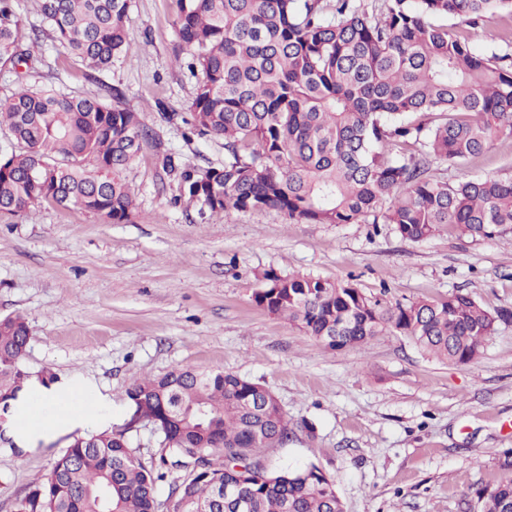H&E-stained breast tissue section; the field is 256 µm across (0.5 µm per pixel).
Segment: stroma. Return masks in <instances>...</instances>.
<instances>
[{"label":"stroma","instance_id":"stroma-1","mask_svg":"<svg viewBox=\"0 0 512 512\" xmlns=\"http://www.w3.org/2000/svg\"><path fill=\"white\" fill-rule=\"evenodd\" d=\"M174 10V0H130L136 48L99 73L143 111L155 138L126 173L144 221L113 224L46 202L0 218V318L28 324L25 369L51 371L58 389L96 405L70 428L37 433L27 413L44 390L26 393L23 416L9 421L12 444L0 442V512H15L74 436L112 430L144 466L156 464L159 436L134 420L125 390L183 367L270 389L289 437L264 450L262 465H318L344 512H479L478 490L512 472V323L476 360L441 363L398 334L330 350L253 295L274 269L349 282L393 303L459 290L487 310H512V238L446 227L413 242L390 224H308L271 210L200 217L177 200L175 179H158L161 150L202 167L224 162L222 141L183 135L195 80L173 62ZM41 44L44 63L30 83L93 90L80 62ZM436 169L451 179L510 178L512 138Z\"/></svg>","mask_w":512,"mask_h":512}]
</instances>
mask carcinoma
I'll return each mask as SVG.
<instances>
[{
    "label": "carcinoma",
    "instance_id": "cac0c4a2",
    "mask_svg": "<svg viewBox=\"0 0 512 512\" xmlns=\"http://www.w3.org/2000/svg\"><path fill=\"white\" fill-rule=\"evenodd\" d=\"M47 37L86 68L112 66L136 44L129 0H37ZM501 46L473 42L488 18ZM466 28L448 27V18ZM173 26L197 77L189 133L224 140V164L199 167L165 153L163 175L198 214L276 210L310 224H392L422 241L452 225L485 237L512 234V178L448 180L439 162L482 155L512 137V0H176ZM39 29L25 31L14 0H0V68L34 70ZM0 216L48 202L109 223L143 219L124 173L152 139L117 86L103 94L24 81L0 101ZM257 306L298 322L332 350L387 332L425 355L467 364L512 311L491 313L460 290L395 305L350 283L263 274ZM21 317L0 328V403H14ZM257 384L222 371L179 369L125 390L161 437L147 468L123 437L73 440L18 512H158V484L200 463L173 488L175 512H213L237 490L246 512H343L334 482L310 464L268 472L257 456L288 437L285 413L257 407ZM481 512L512 504V476L478 492Z\"/></svg>",
    "mask_w": 512,
    "mask_h": 512
}]
</instances>
